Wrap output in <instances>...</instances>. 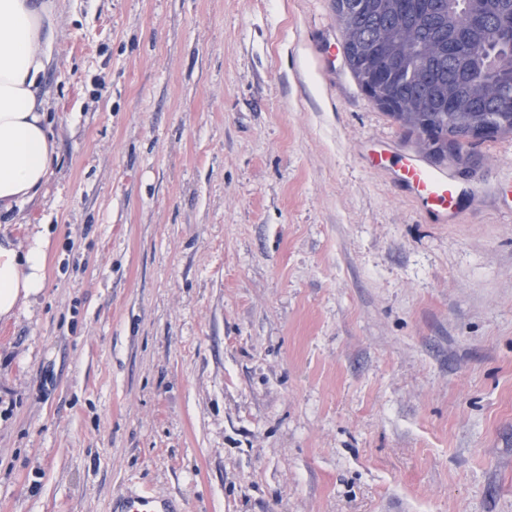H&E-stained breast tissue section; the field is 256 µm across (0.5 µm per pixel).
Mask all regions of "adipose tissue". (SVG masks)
<instances>
[{
	"instance_id": "1",
	"label": "adipose tissue",
	"mask_w": 512,
	"mask_h": 512,
	"mask_svg": "<svg viewBox=\"0 0 512 512\" xmlns=\"http://www.w3.org/2000/svg\"><path fill=\"white\" fill-rule=\"evenodd\" d=\"M56 17L54 0H0V212L32 201L57 160L39 88ZM50 245L45 224L0 237V321L39 304Z\"/></svg>"
}]
</instances>
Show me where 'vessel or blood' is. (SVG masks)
<instances>
[{
    "label": "vessel or blood",
    "mask_w": 512,
    "mask_h": 512,
    "mask_svg": "<svg viewBox=\"0 0 512 512\" xmlns=\"http://www.w3.org/2000/svg\"><path fill=\"white\" fill-rule=\"evenodd\" d=\"M401 183L410 189L427 207L448 210L455 206V185L447 171L429 167L416 156H407L399 164ZM118 512H183L174 500L149 490L124 495Z\"/></svg>",
    "instance_id": "vessel-or-blood-1"
}]
</instances>
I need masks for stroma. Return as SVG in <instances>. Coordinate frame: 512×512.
<instances>
[{
	"instance_id": "1",
	"label": "stroma",
	"mask_w": 512,
	"mask_h": 512,
	"mask_svg": "<svg viewBox=\"0 0 512 512\" xmlns=\"http://www.w3.org/2000/svg\"><path fill=\"white\" fill-rule=\"evenodd\" d=\"M57 4L0 512H512V138L433 214L331 0ZM116 512H183V508L170 498L156 495L150 490H140L124 495Z\"/></svg>"
}]
</instances>
